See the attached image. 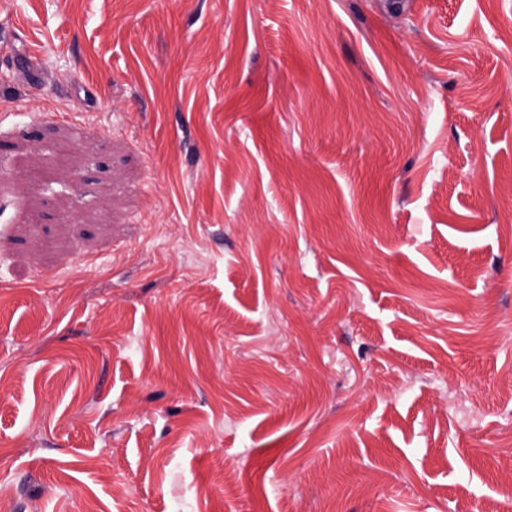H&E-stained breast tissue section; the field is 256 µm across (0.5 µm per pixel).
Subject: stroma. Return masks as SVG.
I'll return each mask as SVG.
<instances>
[{
    "mask_svg": "<svg viewBox=\"0 0 512 512\" xmlns=\"http://www.w3.org/2000/svg\"><path fill=\"white\" fill-rule=\"evenodd\" d=\"M512 0H0V512H506Z\"/></svg>",
    "mask_w": 512,
    "mask_h": 512,
    "instance_id": "obj_1",
    "label": "stroma"
}]
</instances>
